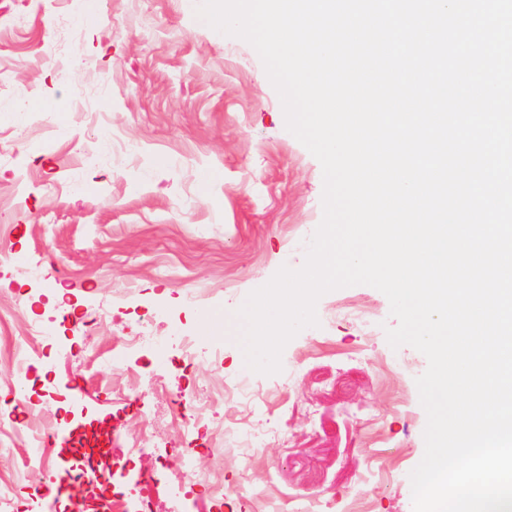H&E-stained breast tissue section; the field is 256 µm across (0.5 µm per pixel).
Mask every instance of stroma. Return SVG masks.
Listing matches in <instances>:
<instances>
[{
    "instance_id": "35a3bbf8",
    "label": "stroma",
    "mask_w": 512,
    "mask_h": 512,
    "mask_svg": "<svg viewBox=\"0 0 512 512\" xmlns=\"http://www.w3.org/2000/svg\"><path fill=\"white\" fill-rule=\"evenodd\" d=\"M188 0H0V306L21 298L12 325L53 321L61 301L106 314L86 337L80 320L51 329L30 371L28 415L10 393L17 374L0 356V478L16 499L37 485L22 463L26 422L85 423L121 441L148 427L154 445L136 470L179 472L186 438L167 393L199 403L224 393V451L198 448L199 474L247 475L233 512H280L284 495L323 497L320 512H413L409 475L425 451L427 415L416 379L428 362L392 348L397 321L368 285L331 291L318 326L285 347L287 375L245 365L236 312L281 266L300 268L323 217L319 161L285 128L279 96L253 47L203 26ZM41 105L20 111L23 101ZM133 144L126 159L118 142ZM96 152L85 163L82 149ZM198 299L186 303L188 290ZM146 338L130 375L93 361L115 330ZM224 350L222 365L170 362L179 337ZM272 426L260 451L246 433Z\"/></svg>"
}]
</instances>
